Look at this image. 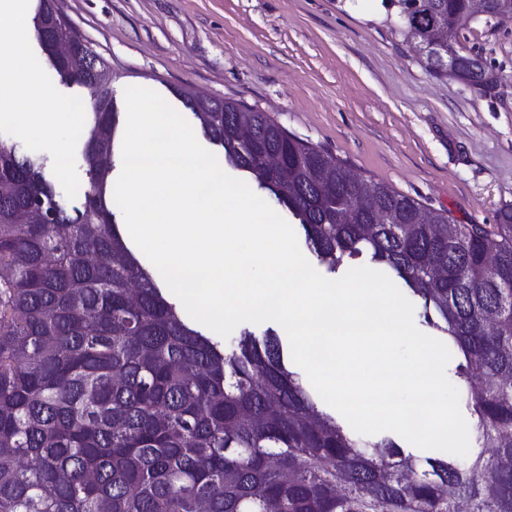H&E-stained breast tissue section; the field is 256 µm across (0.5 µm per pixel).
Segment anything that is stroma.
Here are the masks:
<instances>
[{"label":"stroma","instance_id":"1","mask_svg":"<svg viewBox=\"0 0 512 512\" xmlns=\"http://www.w3.org/2000/svg\"><path fill=\"white\" fill-rule=\"evenodd\" d=\"M112 70L110 93L151 89L175 110L188 87L265 111L299 137L457 224L512 207V23H470L464 44L497 69L487 96L434 77L394 31L388 0H58ZM27 97L0 111V136L46 169L68 204L88 187L69 120L20 125Z\"/></svg>","mask_w":512,"mask_h":512}]
</instances>
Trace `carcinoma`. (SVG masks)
Here are the masks:
<instances>
[{"label":"carcinoma","instance_id":"cac0c4a2","mask_svg":"<svg viewBox=\"0 0 512 512\" xmlns=\"http://www.w3.org/2000/svg\"><path fill=\"white\" fill-rule=\"evenodd\" d=\"M390 5L405 39L448 27L460 68L429 72L471 78L478 60L451 30L470 0ZM69 25L57 0H39L42 60L79 84L102 57L87 43L56 58ZM175 94L225 162L299 221L327 271L368 254L421 300L456 351L478 447L422 462L363 440L318 408L275 330L245 331L226 353L187 320L118 229L106 96L78 135L90 184L79 207L0 138V512H512V209L450 235L447 212L421 221L420 203L351 176L268 113Z\"/></svg>","mask_w":512,"mask_h":512}]
</instances>
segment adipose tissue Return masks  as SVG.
Masks as SVG:
<instances>
[{
	"mask_svg": "<svg viewBox=\"0 0 512 512\" xmlns=\"http://www.w3.org/2000/svg\"><path fill=\"white\" fill-rule=\"evenodd\" d=\"M0 11L8 12L11 21L0 28V42L13 46V54L0 56V104L12 105L19 95H27L30 105L21 113V121L36 132L52 131L57 113L48 111L52 94L43 92L37 73L26 62L22 49L28 35L26 0H0Z\"/></svg>",
	"mask_w": 512,
	"mask_h": 512,
	"instance_id": "obj_1",
	"label": "adipose tissue"
}]
</instances>
